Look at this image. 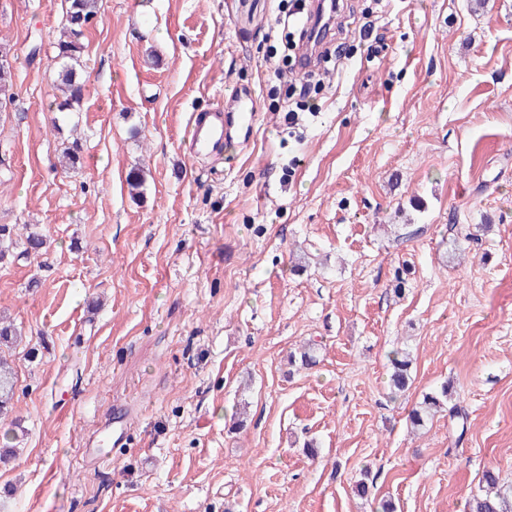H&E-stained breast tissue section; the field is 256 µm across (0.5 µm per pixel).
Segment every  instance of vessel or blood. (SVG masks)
<instances>
[{
	"label": "vessel or blood",
	"instance_id": "vessel-or-blood-1",
	"mask_svg": "<svg viewBox=\"0 0 512 512\" xmlns=\"http://www.w3.org/2000/svg\"><path fill=\"white\" fill-rule=\"evenodd\" d=\"M257 99L251 91H233L223 105L192 115L186 148L190 157L218 153L224 142L232 140L234 125H253Z\"/></svg>",
	"mask_w": 512,
	"mask_h": 512
}]
</instances>
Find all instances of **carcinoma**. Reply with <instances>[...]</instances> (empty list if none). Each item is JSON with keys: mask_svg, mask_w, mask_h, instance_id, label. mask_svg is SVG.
Returning <instances> with one entry per match:
<instances>
[{"mask_svg": "<svg viewBox=\"0 0 512 512\" xmlns=\"http://www.w3.org/2000/svg\"><path fill=\"white\" fill-rule=\"evenodd\" d=\"M65 30L63 38L55 43L57 64V89L60 96L54 104L59 113L74 112L84 97V82L78 67L84 54L85 45L81 41L82 30L97 17L99 0H64ZM10 48L0 44V112H5L13 104L15 96L14 73L8 62ZM81 148L74 141L64 146L60 164L65 169L76 167L80 160ZM43 235L34 231L25 239L14 238V227L0 224V262L17 254L30 256L40 252L44 247ZM391 393L397 395L408 390L411 383L409 354L395 351L390 359ZM451 396L448 385L441 387L437 393H427L409 413L410 424L417 428L426 424L431 417L442 410ZM14 397V373L7 359L0 356V415L10 411ZM469 512H512V491L499 484L494 471L487 470L482 477V489L468 502Z\"/></svg>", "mask_w": 512, "mask_h": 512, "instance_id": "1", "label": "carcinoma"}]
</instances>
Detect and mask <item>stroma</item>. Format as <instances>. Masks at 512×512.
<instances>
[{"mask_svg": "<svg viewBox=\"0 0 512 512\" xmlns=\"http://www.w3.org/2000/svg\"><path fill=\"white\" fill-rule=\"evenodd\" d=\"M288 9L100 0L59 116L60 0H0V224L49 244L0 264L22 332L0 512H466L485 470L512 484V0H344L296 125ZM236 89L247 145L188 158L191 115ZM307 342L316 366L290 371ZM447 381L466 428L410 432ZM9 52L7 45L0 44V112H6L15 99L14 73L8 62ZM409 354L406 351H395L390 359L392 373L390 375V389L392 394L403 393L408 390L411 383Z\"/></svg>", "mask_w": 512, "mask_h": 512, "instance_id": "stroma-1", "label": "stroma"}]
</instances>
